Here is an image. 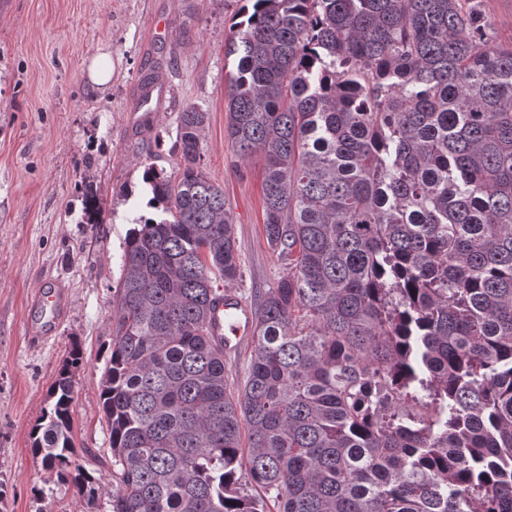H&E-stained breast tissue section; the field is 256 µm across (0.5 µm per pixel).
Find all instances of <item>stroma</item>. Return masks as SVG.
<instances>
[{
    "instance_id": "35a3bbf8",
    "label": "stroma",
    "mask_w": 512,
    "mask_h": 512,
    "mask_svg": "<svg viewBox=\"0 0 512 512\" xmlns=\"http://www.w3.org/2000/svg\"><path fill=\"white\" fill-rule=\"evenodd\" d=\"M239 0H0V512H84L72 483L44 470L31 432L72 344L73 439L81 464L112 487V455L99 408L112 295L125 239L149 195L143 162L173 170L177 116L208 112L206 175L224 188L240 250L233 288L247 303L284 269L263 232L260 156L242 158L224 134V39ZM112 59V82L88 65ZM174 70H166L169 56ZM162 64L149 110L139 107L144 58ZM62 290L49 335L32 305L39 288ZM89 77L98 87H106L112 81V62L104 55L96 56L89 65Z\"/></svg>"
}]
</instances>
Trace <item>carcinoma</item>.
Returning <instances> with one entry per match:
<instances>
[{
	"label": "carcinoma",
	"mask_w": 512,
	"mask_h": 512,
	"mask_svg": "<svg viewBox=\"0 0 512 512\" xmlns=\"http://www.w3.org/2000/svg\"><path fill=\"white\" fill-rule=\"evenodd\" d=\"M225 136L264 158L285 272L229 380L211 314L241 276L209 113H178L165 218L132 229L99 405L110 512H512V42L480 0H244ZM158 66L141 65L148 96ZM74 347L31 451L92 510ZM247 429L249 451L242 448Z\"/></svg>",
	"instance_id": "cac0c4a2"
}]
</instances>
